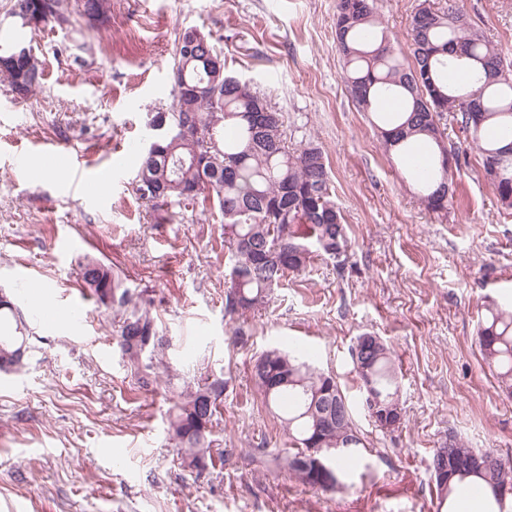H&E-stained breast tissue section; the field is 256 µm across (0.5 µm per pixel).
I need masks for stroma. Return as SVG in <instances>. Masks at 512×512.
Segmentation results:
<instances>
[{
  "mask_svg": "<svg viewBox=\"0 0 512 512\" xmlns=\"http://www.w3.org/2000/svg\"><path fill=\"white\" fill-rule=\"evenodd\" d=\"M455 6L512 61V0ZM401 49L418 0H373ZM336 0H110L96 31L41 26L31 45L41 86L15 99L0 80V292L23 314L27 366L0 372V512H439L430 469L449 438L512 459V396L484 362L477 331L491 302L512 300V214L484 178L478 150L455 123L445 144L455 195L433 213L373 114L353 101L335 37ZM209 36L225 74L247 81L284 120L289 150L318 144L348 226L344 266L315 258L266 308L224 314V219L185 201L153 210L133 187L152 115L170 111L169 63L181 32ZM85 44V65L62 51ZM68 164L38 173L42 144ZM112 169L104 202L82 184ZM71 249L58 247L61 238ZM96 258L148 290L166 359L187 382L227 387L216 436L230 461L184 470L166 440L171 387L139 388L113 339L112 313L79 280ZM39 279L59 302L83 295L75 325L43 323L20 290ZM248 337L233 338L234 329ZM379 336L400 382L403 420L369 417L351 358L357 336ZM304 342L332 373L365 439V466L345 486L307 487L284 464L292 450L280 412L252 380L263 351Z\"/></svg>",
  "mask_w": 512,
  "mask_h": 512,
  "instance_id": "obj_1",
  "label": "stroma"
}]
</instances>
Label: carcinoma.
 Returning a JSON list of instances; mask_svg holds the SVG:
<instances>
[{
    "label": "carcinoma",
    "mask_w": 512,
    "mask_h": 512,
    "mask_svg": "<svg viewBox=\"0 0 512 512\" xmlns=\"http://www.w3.org/2000/svg\"><path fill=\"white\" fill-rule=\"evenodd\" d=\"M13 34L0 43V77L11 93L25 100L39 87L42 62L15 54L27 44L28 31L56 23H109L108 0H15ZM195 29H186L176 45L172 74L175 103L158 112L167 125L153 134L155 149L145 152L135 177V193L154 208L190 200L201 206L215 201L224 216V250L228 282L224 311L232 317L266 306L288 274L307 270L313 256L323 255L340 267L348 258L349 239L343 216L332 199L326 160L310 143L296 151L286 145L283 122L267 101L245 81L222 75L211 84L202 59L218 54L205 35L189 48ZM411 55L398 50L375 15L371 0H336V45L344 61V79L354 101L367 112L389 96L402 98V113L380 115L376 125L385 152L401 156V147L416 133L435 146L436 164L421 166L404 155L408 174L420 186L421 204L429 211L448 209L452 186L443 157L445 130L451 117L481 155L483 170L496 168L493 184L498 202L512 210V145L485 139L482 126L499 120L512 132V62L503 58L483 31L463 11L438 8L433 0H419L410 19ZM450 65L482 69L484 80L459 95L448 86ZM209 92L189 94L183 85ZM262 108L267 123L258 131L248 115ZM80 281L98 304L113 312V339L130 365L137 384L150 387L159 370L160 354L168 340L159 334L145 291L136 292L111 267L85 258ZM20 312L0 300V369L19 371L28 336ZM478 344L500 386L512 393V310L488 309L478 331ZM366 369L355 368L363 390H372L383 408L400 410L399 384L389 347L382 343L366 356ZM252 377L267 404L283 412L281 421L297 452L285 459L298 481L294 462L306 448H323L339 485H344L363 459L365 443L359 434L347 397L335 379L314 368L294 349H269L258 356ZM227 382L204 379L173 394L167 415V440L177 448L183 467L202 473L213 465L212 448L217 413ZM473 448L457 440L434 449L431 470L453 457L468 456ZM485 486L512 485V465L488 464L473 473Z\"/></svg>",
    "instance_id": "obj_1"
}]
</instances>
